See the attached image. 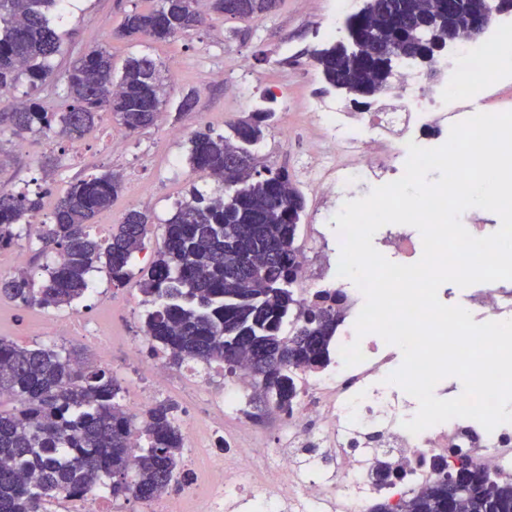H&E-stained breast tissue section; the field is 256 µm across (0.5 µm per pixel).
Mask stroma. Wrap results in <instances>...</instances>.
Returning a JSON list of instances; mask_svg holds the SVG:
<instances>
[{"mask_svg":"<svg viewBox=\"0 0 512 512\" xmlns=\"http://www.w3.org/2000/svg\"><path fill=\"white\" fill-rule=\"evenodd\" d=\"M156 0H79L52 12L51 24L63 34L65 52L53 59L56 71H64L89 45L111 47L116 62L132 55L148 54L164 63L171 76L168 102L155 126L132 134L122 133L111 114H102L97 125L77 143L28 134L13 135L0 127V155L9 157L0 166V180L12 182L15 190L38 193L43 208L38 221L50 219L55 199L70 182L108 170L120 172L125 188L110 209L95 219L93 231L109 234L129 208L147 210L152 224L147 234L148 248L134 258L132 281L113 287L105 269L91 274V289L77 304L62 308L64 316H77L99 333L112 339L107 355H100L86 337L58 338L24 336L23 324L46 317V310L26 309L0 298V336L28 346L57 342L77 351L95 364L112 369L122 382L123 405H130L138 386L145 381L154 354H144L139 362L129 358V342L139 336L146 307L135 277L147 268L161 245L165 221L176 201L188 196L191 187L215 190L214 182L191 172L187 162L188 136L211 125L247 118L263 94L276 98L278 123L300 125L301 114L314 98L340 99L346 111L364 112V103L338 97L316 69L311 54L333 42L337 34L331 26L336 0H280L278 8L248 21L210 15L204 25L171 43H128L113 39L112 32L125 13L145 11ZM194 92L192 112L176 118V107L187 92ZM179 136H169V129ZM165 400L178 407V418L207 416L213 394L200 391L187 379L183 369L173 368Z\"/></svg>","mask_w":512,"mask_h":512,"instance_id":"35a3bbf8","label":"stroma"}]
</instances>
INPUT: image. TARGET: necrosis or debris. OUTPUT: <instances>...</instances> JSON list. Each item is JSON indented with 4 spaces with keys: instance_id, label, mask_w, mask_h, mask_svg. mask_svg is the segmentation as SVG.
<instances>
[{
    "instance_id": "1",
    "label": "necrosis or debris",
    "mask_w": 512,
    "mask_h": 512,
    "mask_svg": "<svg viewBox=\"0 0 512 512\" xmlns=\"http://www.w3.org/2000/svg\"><path fill=\"white\" fill-rule=\"evenodd\" d=\"M511 35L512 16L497 18L480 37L462 38L450 55L435 58L432 68L441 80L434 86L416 69L403 67V80L357 122H347L337 106L311 104L303 122L322 134L302 153L300 166L321 201L317 223L332 224L349 197L368 195L401 178L407 143L420 141L421 128L449 127L478 112L512 111V98L504 94L505 85H512V59L492 66L486 55ZM373 243L404 264L423 253L421 235L408 225L383 226ZM466 307L477 322L512 320V284L471 285ZM356 340L364 361L348 367L339 359L307 379L302 399L283 425L281 448H265L257 441L246 448L225 439V450L216 451L214 440L224 438L222 415L240 410L247 378L241 374L228 384L223 373L190 369L199 388L215 392L219 416L206 426L185 422L192 452L181 465L192 479L180 499L155 502L149 512H188L191 503L196 512H238L244 506L251 512H359L375 496L395 502L415 494L436 478L435 463H452L457 450L512 481V423L489 431L475 420L454 418L410 434L402 422L415 416L418 403L386 381L402 364L400 349L373 333L356 339L354 327L346 326L341 345ZM317 455L335 461V478L315 474L310 460ZM256 457L269 462L260 478L246 471L247 462ZM384 465L397 471L398 479L374 484L373 473Z\"/></svg>"
}]
</instances>
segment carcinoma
Wrapping results in <instances>:
<instances>
[{
    "mask_svg": "<svg viewBox=\"0 0 512 512\" xmlns=\"http://www.w3.org/2000/svg\"><path fill=\"white\" fill-rule=\"evenodd\" d=\"M200 0H158L147 11L124 16L113 31L120 40L167 43L202 23ZM64 0H0V94L27 80L31 92L55 82L65 103L48 111L33 98L7 102L0 126L15 134H54L79 141L100 110L112 113L130 133L154 125L166 102V70L150 55L130 57L114 76L112 53L89 48L59 75L51 59L63 52V36L48 13ZM278 0H209V11L235 18L266 15ZM432 19L438 32L464 18L448 0H366L345 22L347 41L314 55L324 82L351 96L377 84L385 54L401 39L416 38L417 21ZM375 53L350 52L353 42ZM221 133L208 127L189 139V164L220 185L209 193L194 187L175 203L157 251L138 286L149 306L142 333L172 365L189 361L218 365L228 375L248 371L252 399L290 416L299 402L302 376L327 368L337 330L350 310L348 295L321 288L309 299L294 291L302 246L298 237L306 197L287 169L259 171L256 148L276 119L270 107ZM124 189L114 171L89 175L57 199L51 221L32 230L41 198L0 193V249L35 232L42 254L55 260L31 274L0 278V297L25 307H68L90 290L89 274L103 264L112 284L123 287L134 257L146 249L147 213L128 210L112 233L90 232L92 220L112 207ZM123 388L109 368L92 366L55 346L27 347L0 337V512H45L65 491L86 499L101 490L117 500L150 502L189 480L177 474L184 435L177 407L159 402L139 414L120 404ZM453 468L417 494L372 512H512V483L483 470L479 482H464L478 469L457 450Z\"/></svg>",
    "mask_w": 512,
    "mask_h": 512,
    "instance_id": "carcinoma-1",
    "label": "carcinoma"
}]
</instances>
